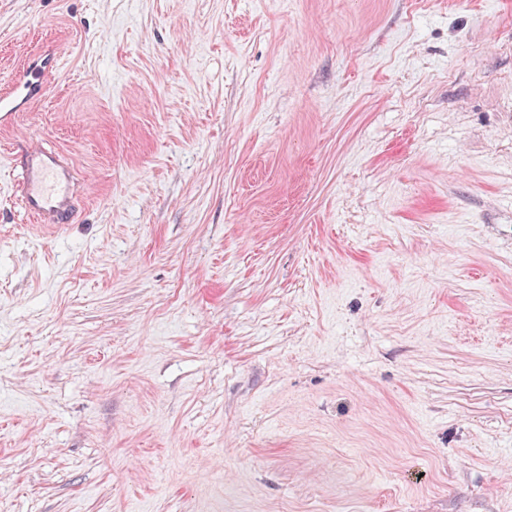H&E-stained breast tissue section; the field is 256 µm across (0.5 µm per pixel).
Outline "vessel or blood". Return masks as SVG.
Here are the masks:
<instances>
[{
	"mask_svg": "<svg viewBox=\"0 0 512 512\" xmlns=\"http://www.w3.org/2000/svg\"><path fill=\"white\" fill-rule=\"evenodd\" d=\"M43 95V74L22 71L11 88L0 93V129H10L17 113L40 102ZM17 187L19 206L32 222L52 228L72 222L79 184L63 154L41 146L28 147Z\"/></svg>",
	"mask_w": 512,
	"mask_h": 512,
	"instance_id": "vessel-or-blood-1",
	"label": "vessel or blood"
}]
</instances>
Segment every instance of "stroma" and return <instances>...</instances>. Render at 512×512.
I'll return each instance as SVG.
<instances>
[{
  "instance_id": "stroma-1",
  "label": "stroma",
  "mask_w": 512,
  "mask_h": 512,
  "mask_svg": "<svg viewBox=\"0 0 512 512\" xmlns=\"http://www.w3.org/2000/svg\"><path fill=\"white\" fill-rule=\"evenodd\" d=\"M0 512H512V0H0ZM44 74L35 70H22L8 91L0 94L1 132L14 125L17 112L40 102L44 95ZM18 174V201L24 216L60 228L73 221L78 193L74 168L61 153L29 146Z\"/></svg>"
}]
</instances>
